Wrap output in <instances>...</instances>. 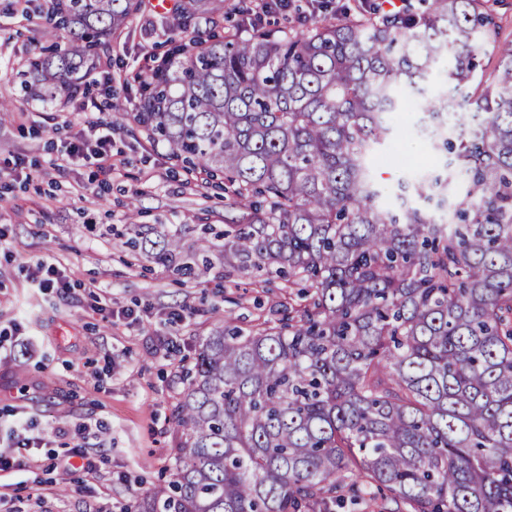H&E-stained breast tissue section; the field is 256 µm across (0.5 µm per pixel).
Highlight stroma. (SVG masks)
I'll return each instance as SVG.
<instances>
[{
    "mask_svg": "<svg viewBox=\"0 0 512 512\" xmlns=\"http://www.w3.org/2000/svg\"><path fill=\"white\" fill-rule=\"evenodd\" d=\"M377 0H314L313 23L359 16ZM225 31L279 37L306 30L299 0L264 15L260 0H226ZM45 0H0V97L15 109L0 119V413L15 412L43 439L24 453L25 467L0 472V512H132L169 478L180 432L173 411L185 385L184 361L222 321L243 331L278 324L296 289L277 278L227 273L216 248L207 271L178 277L127 238L142 226L180 229L192 249L203 225L223 228L233 211L223 190L182 169L165 146L150 143L134 119L145 57L172 47L165 14L153 0L96 71L101 118L115 125L120 157L111 175L66 162L64 122L80 123L79 100L46 106L19 97L16 74L47 45L42 26L23 19ZM419 103L394 117V134L372 166L382 194L395 204L398 183L439 157L420 138ZM52 255L70 290L34 288L28 267ZM85 447L90 472L52 470L48 451Z\"/></svg>",
    "mask_w": 512,
    "mask_h": 512,
    "instance_id": "obj_1",
    "label": "stroma"
}]
</instances>
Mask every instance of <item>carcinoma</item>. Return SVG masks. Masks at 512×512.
Listing matches in <instances>:
<instances>
[{
  "label": "carcinoma",
  "mask_w": 512,
  "mask_h": 512,
  "mask_svg": "<svg viewBox=\"0 0 512 512\" xmlns=\"http://www.w3.org/2000/svg\"><path fill=\"white\" fill-rule=\"evenodd\" d=\"M141 0H50V54L25 95L71 99ZM224 0H179L176 51L141 86L138 124L171 158L224 174L238 211L224 264L302 284L277 326L205 337L174 409L170 480L134 512H512V41L468 88L488 42L481 0L324 21L294 35H212ZM445 168L377 203L376 151L424 92ZM476 104L473 123L449 126ZM156 238H150V235ZM140 249L189 271L180 231ZM492 44V42H489V44L485 45L479 54V67L476 72L477 79L473 87H477L478 83H480V85L476 90L475 97L480 95L493 80L498 65V56L493 50Z\"/></svg>",
  "instance_id": "1"
}]
</instances>
